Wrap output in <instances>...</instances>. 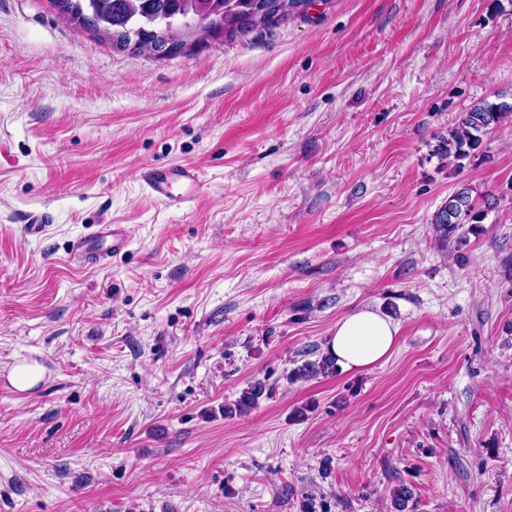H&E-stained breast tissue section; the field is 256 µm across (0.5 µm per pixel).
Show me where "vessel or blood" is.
<instances>
[{
	"label": "vessel or blood",
	"instance_id": "b4317fda",
	"mask_svg": "<svg viewBox=\"0 0 512 512\" xmlns=\"http://www.w3.org/2000/svg\"><path fill=\"white\" fill-rule=\"evenodd\" d=\"M138 179L146 191L159 203L179 207L196 197L202 183L200 173L188 165L148 166ZM129 241L128 230L119 224H108L75 240L72 251L84 258L100 259L123 252Z\"/></svg>",
	"mask_w": 512,
	"mask_h": 512
}]
</instances>
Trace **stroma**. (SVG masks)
I'll return each mask as SVG.
<instances>
[{"label":"stroma","mask_w":512,"mask_h":512,"mask_svg":"<svg viewBox=\"0 0 512 512\" xmlns=\"http://www.w3.org/2000/svg\"><path fill=\"white\" fill-rule=\"evenodd\" d=\"M484 100L512 101V0H316L171 60L0 0V512H387L402 482L512 512V122L440 149ZM171 164L202 176L179 209L136 178ZM464 186L484 219L441 242ZM103 224L125 253L74 258ZM363 308L387 361L288 382ZM40 379V370L36 364H20L13 368L10 382L17 389L25 391L35 386ZM273 391V385H268L262 381L247 385L233 403L224 405L225 417L247 414L250 410L258 407L260 399L270 398Z\"/></svg>","instance_id":"stroma-1"}]
</instances>
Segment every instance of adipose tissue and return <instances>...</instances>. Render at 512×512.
<instances>
[{
    "label": "adipose tissue",
    "mask_w": 512,
    "mask_h": 512,
    "mask_svg": "<svg viewBox=\"0 0 512 512\" xmlns=\"http://www.w3.org/2000/svg\"><path fill=\"white\" fill-rule=\"evenodd\" d=\"M398 328L370 309H360L337 321L327 345L338 366L360 371L386 361L397 342Z\"/></svg>",
    "instance_id": "adipose-tissue-1"
}]
</instances>
